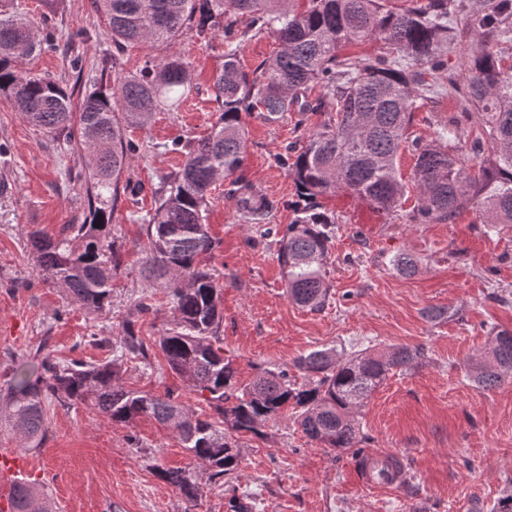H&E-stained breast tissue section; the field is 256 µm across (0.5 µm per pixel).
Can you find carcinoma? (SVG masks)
Listing matches in <instances>:
<instances>
[{"mask_svg": "<svg viewBox=\"0 0 512 512\" xmlns=\"http://www.w3.org/2000/svg\"><path fill=\"white\" fill-rule=\"evenodd\" d=\"M109 19L118 45L164 43L172 46L186 31L204 36L224 33V62L213 81L220 116L200 139H178L166 150L183 164L154 186V209L145 224L146 256L152 276L161 280L173 304L175 326L159 340L168 367L186 379L221 418L197 416L171 396L126 389L121 361L147 357L142 341L127 325L116 337L121 355L105 362L60 361L49 354L31 368L13 371L0 393V418L7 419L29 446L44 433L45 404L91 401L114 423L129 424L142 415L170 427L196 460L210 468V481L222 483L240 467L237 434L259 435L260 428L293 404L302 432L324 448L347 451L363 441L356 411L395 369L407 371L424 353L400 345L385 353L366 347L350 353L313 350L295 367L313 385L296 386L283 371L263 369L238 385L236 369L224 358L219 341L222 289L203 256L214 242L208 232L209 191L217 176L241 169L248 131L242 115L258 111L276 121L287 112H315L330 100L323 121L301 149L282 159L298 201L283 229L277 254L288 299L313 312L328 301L323 268L336 235V218L320 198L344 190L379 211L394 212L406 185L398 166L402 147L416 157L414 183L419 204L410 214L416 224H446L467 205L494 229L512 224V65L485 46L512 36V0L469 3L468 32L477 50L460 73L448 72L445 53L457 41L459 0H426L396 7L393 0H308L295 12L288 0H95ZM244 24V30L237 29ZM36 25L26 15L0 5V99L48 134H67L89 149L83 177L89 196L117 206L120 182L135 144L130 128L144 127L153 112L176 107L190 91L189 65L172 52L145 61L132 75H114L112 84L86 95L74 111L72 94L57 80L15 68L20 54L41 48ZM276 34L280 49L251 72L238 57L241 38ZM377 36L388 51L375 57L339 54L350 43ZM431 79H426L425 75ZM321 93L311 97L313 88ZM463 95L481 117L488 139L480 173L471 172L470 154L453 119L433 143L408 141L407 131L420 100L442 92ZM238 211L259 220L269 203L245 190L235 195ZM112 213L98 208L89 224H70L48 237L31 233L35 262L81 305L104 312L112 275L121 258L106 229ZM403 277L417 272L406 253L391 260ZM472 382L488 389L512 378V330L500 329L489 347L468 364ZM160 477L183 497L195 501L201 486L193 472L163 469ZM10 512H54L35 484L16 481Z\"/></svg>", "mask_w": 512, "mask_h": 512, "instance_id": "carcinoma-1", "label": "carcinoma"}]
</instances>
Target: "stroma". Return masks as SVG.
Returning a JSON list of instances; mask_svg holds the SVG:
<instances>
[{"instance_id":"35a3bbf8","label":"stroma","mask_w":512,"mask_h":512,"mask_svg":"<svg viewBox=\"0 0 512 512\" xmlns=\"http://www.w3.org/2000/svg\"><path fill=\"white\" fill-rule=\"evenodd\" d=\"M16 9L47 21L51 47L15 60L16 68L50 76L81 101L113 72L130 75L166 45L116 49L106 17L94 0H14ZM193 73L190 95L173 110L155 112L146 127L128 134L137 149L124 174L128 188L112 215L110 234L121 252L105 312L85 308L34 261L29 233L58 236L89 217L79 173L85 157L75 142L33 127L0 100V389L16 368L49 353L59 359H112L111 339L126 323L148 346L147 358L124 357L127 389L172 393L195 414L210 408L173 373L158 342L173 328L172 303L150 275L142 220L160 174L177 168L180 154L167 146L206 135L219 116L213 75L224 61V36L184 33L175 48ZM81 57V70L71 66ZM465 107L459 95L432 99L413 115L408 134L435 141L448 119ZM246 161L238 178L269 201L264 220L238 212L219 177L210 191L207 222L214 249L206 260L223 287L220 340L240 382L258 369L298 378L296 360L311 350L351 352L367 346L423 348L425 359L408 372L389 374L359 410L363 449L399 455L406 481L394 491L365 488L352 454L308 441L288 410L265 424L263 436L239 437L241 465L230 483L207 485L209 469L190 457L177 435L149 417L111 422L83 403L46 408L40 447H25L0 422V449L22 456L21 476L46 486L55 512H232L233 498L252 512H490L512 482V381L485 390L467 376L495 329L512 330V224L486 231L475 211L452 223L413 224L418 201L409 189L398 212L385 213L348 193L326 198L336 215L326 278L329 300L311 312L289 301L277 261L276 228L289 224L297 199L280 155L300 148L321 115L289 113L266 122L244 115ZM417 258L405 278L391 266L399 253ZM447 310L430 320L431 309ZM187 467L205 483L203 496L186 501L162 481L158 468Z\"/></svg>"}]
</instances>
